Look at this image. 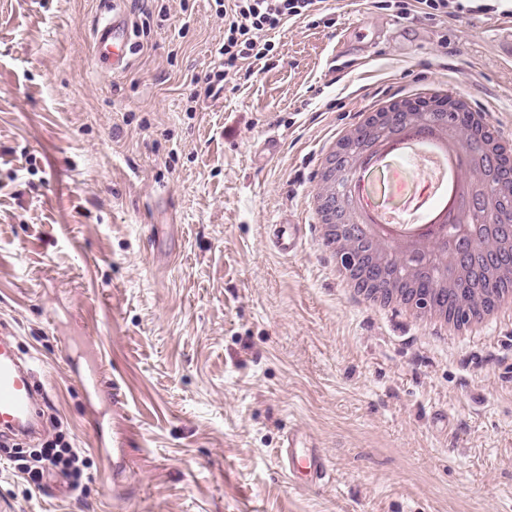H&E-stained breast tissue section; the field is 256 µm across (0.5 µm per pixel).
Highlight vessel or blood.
<instances>
[{
    "mask_svg": "<svg viewBox=\"0 0 512 512\" xmlns=\"http://www.w3.org/2000/svg\"><path fill=\"white\" fill-rule=\"evenodd\" d=\"M367 18H360L344 29L336 40V52L332 63L345 68L364 66L368 61L366 52L352 49L357 34L370 30ZM95 55L106 60L111 71L118 73L128 68L131 48L129 46V19L118 10L115 0H105L104 11L93 32ZM495 47L498 57L512 65V20L499 23L496 30ZM301 224L289 222L287 233L278 235L276 247L285 254L295 253L302 241ZM37 406L35 371L32 364L22 360L13 341L0 336V431L8 434L28 435L35 427L33 411ZM289 477L310 475L314 483L320 484L329 475V464L319 451L314 449L307 436L289 432L282 455Z\"/></svg>",
    "mask_w": 512,
    "mask_h": 512,
    "instance_id": "b4317fda",
    "label": "vessel or blood"
}]
</instances>
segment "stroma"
Here are the masks:
<instances>
[{
	"label": "stroma",
	"mask_w": 512,
	"mask_h": 512,
	"mask_svg": "<svg viewBox=\"0 0 512 512\" xmlns=\"http://www.w3.org/2000/svg\"><path fill=\"white\" fill-rule=\"evenodd\" d=\"M121 7L150 26L114 74L94 58L103 0H0V330L42 391L27 448L60 433L87 461L81 497L0 453V512H512V314L440 338L372 310L310 210L327 144L391 98L461 93L512 137L500 15L328 0L194 100L224 42L214 0ZM362 15L389 28L372 69L332 70ZM271 127L282 147L255 165ZM285 215L305 226L292 255ZM291 430L329 482L289 479Z\"/></svg>",
	"instance_id": "35a3bbf8"
}]
</instances>
